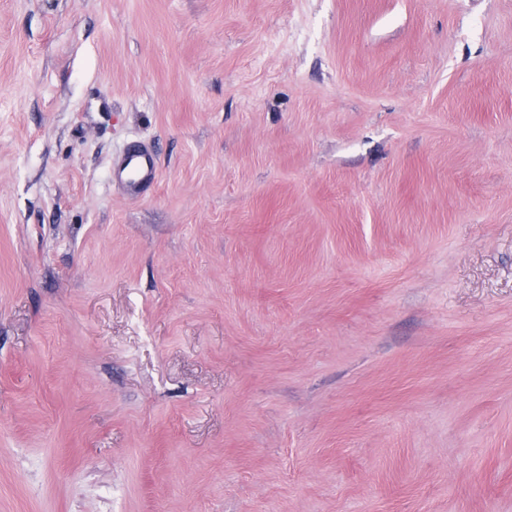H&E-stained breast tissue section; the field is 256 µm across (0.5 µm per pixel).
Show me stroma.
<instances>
[{
	"label": "stroma",
	"instance_id": "1",
	"mask_svg": "<svg viewBox=\"0 0 512 512\" xmlns=\"http://www.w3.org/2000/svg\"><path fill=\"white\" fill-rule=\"evenodd\" d=\"M0 512H512V0H0ZM116 174L131 194H137L156 183V162L146 148L133 145L129 148Z\"/></svg>",
	"mask_w": 512,
	"mask_h": 512
}]
</instances>
